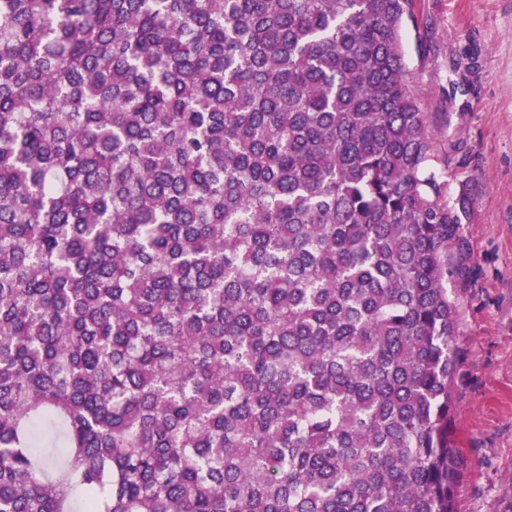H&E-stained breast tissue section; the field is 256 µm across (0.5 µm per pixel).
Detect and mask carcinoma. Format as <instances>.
I'll list each match as a JSON object with an SVG mask.
<instances>
[{
  "label": "carcinoma",
  "instance_id": "cac0c4a2",
  "mask_svg": "<svg viewBox=\"0 0 512 512\" xmlns=\"http://www.w3.org/2000/svg\"><path fill=\"white\" fill-rule=\"evenodd\" d=\"M412 9L0 0V512H454Z\"/></svg>",
  "mask_w": 512,
  "mask_h": 512
}]
</instances>
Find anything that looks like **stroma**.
I'll use <instances>...</instances> for the list:
<instances>
[{
    "label": "stroma",
    "mask_w": 512,
    "mask_h": 512,
    "mask_svg": "<svg viewBox=\"0 0 512 512\" xmlns=\"http://www.w3.org/2000/svg\"><path fill=\"white\" fill-rule=\"evenodd\" d=\"M404 61L434 165L470 197L448 247L459 304L456 512H512V0H414Z\"/></svg>",
    "instance_id": "obj_1"
}]
</instances>
